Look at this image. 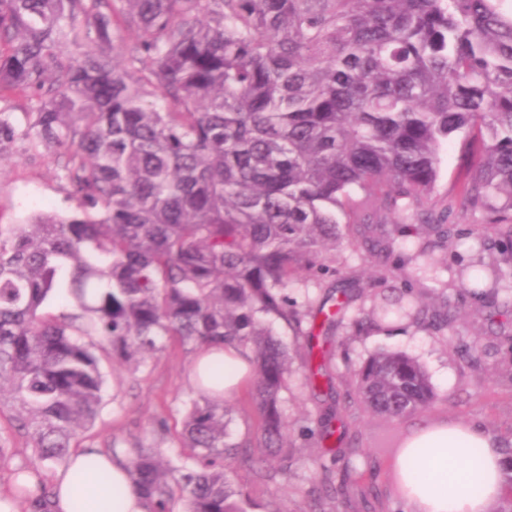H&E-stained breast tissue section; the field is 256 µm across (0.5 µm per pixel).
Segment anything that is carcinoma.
<instances>
[{"instance_id": "obj_1", "label": "carcinoma", "mask_w": 512, "mask_h": 512, "mask_svg": "<svg viewBox=\"0 0 512 512\" xmlns=\"http://www.w3.org/2000/svg\"><path fill=\"white\" fill-rule=\"evenodd\" d=\"M507 0H0V161L55 157L76 211L0 224V407L25 448L0 443L4 474L66 465L103 404L101 357L137 372L178 346L199 355L249 351L257 421L237 439L234 407L207 366L186 409L180 447L125 449L132 488L150 512H247L231 471L251 448L257 474L288 460L279 393L291 358L275 320L308 337L337 311L288 296L312 272L336 273L356 238L394 232L371 216L418 214L442 151L460 136L480 149L466 166L461 211H482L512 242V8ZM410 257L437 271L448 227ZM475 293L496 296L499 261L479 259ZM439 305L406 311L408 293L372 299L382 329L403 315L440 332ZM67 307L58 315L46 308ZM327 351L311 346L305 384L327 388ZM356 404L388 419L427 410L424 367L380 351L360 366ZM512 512V441L501 442ZM350 479L322 483L351 502Z\"/></svg>"}]
</instances>
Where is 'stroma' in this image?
Listing matches in <instances>:
<instances>
[{
	"instance_id": "35a3bbf8",
	"label": "stroma",
	"mask_w": 512,
	"mask_h": 512,
	"mask_svg": "<svg viewBox=\"0 0 512 512\" xmlns=\"http://www.w3.org/2000/svg\"><path fill=\"white\" fill-rule=\"evenodd\" d=\"M464 152L461 139L446 146L436 187L423 207L430 220L446 219L452 230L442 254L444 263L452 269L467 260V246L473 238L493 235L482 212L463 214L448 208L462 188L460 160ZM73 208L52 157L23 152L0 162V224L17 223L40 210L67 215ZM410 247V239L401 238L392 253L373 255L368 244L357 243L346 251L347 262L338 266L335 276L325 277L313 289L316 297L336 289L347 290L352 297L344 321L330 333L331 341L344 349L329 363L337 389L331 403L310 399L302 386L299 352L305 346L304 338L294 336L280 322H271L277 338L294 354L293 376L287 390L280 394V408L291 428L304 429L305 434L293 439L294 457L287 474L278 475L272 482H257L248 462H235L234 477L247 497L248 512H329L333 492L321 482L328 465L339 472L359 475V488L367 496L386 500V512H410L393 491L395 457L381 448L384 436L412 433L429 422L476 424L498 436L512 434V383L504 376L512 363V311L495 307L488 299L474 296L464 283L452 281L448 296L454 305V317L444 332L435 334L406 322L388 331L353 330V321L370 310L371 293L401 287L399 267L409 257ZM473 347L478 349L480 359L471 365L466 353ZM379 350L405 352L423 365L436 393L434 404L426 412L390 421L351 406L348 383L367 357ZM193 359V354L171 347L134 374L114 369L112 361H104V406L82 438V446L102 448L113 444L121 448L130 437L153 436L163 425L167 428L163 444L166 456L174 464H183L179 433L185 409L194 396L189 379ZM330 408L335 411L338 432L332 440L324 441L319 436L320 420Z\"/></svg>"
}]
</instances>
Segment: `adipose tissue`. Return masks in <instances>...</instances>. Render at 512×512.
I'll return each mask as SVG.
<instances>
[{"label":"adipose tissue","instance_id":"obj_1","mask_svg":"<svg viewBox=\"0 0 512 512\" xmlns=\"http://www.w3.org/2000/svg\"><path fill=\"white\" fill-rule=\"evenodd\" d=\"M125 460L97 448L71 455L52 479V512H148L124 468ZM403 479L397 486L411 512H487L502 490L501 457L494 440L473 424L423 431L396 463ZM111 477L101 486L98 474Z\"/></svg>","mask_w":512,"mask_h":512}]
</instances>
